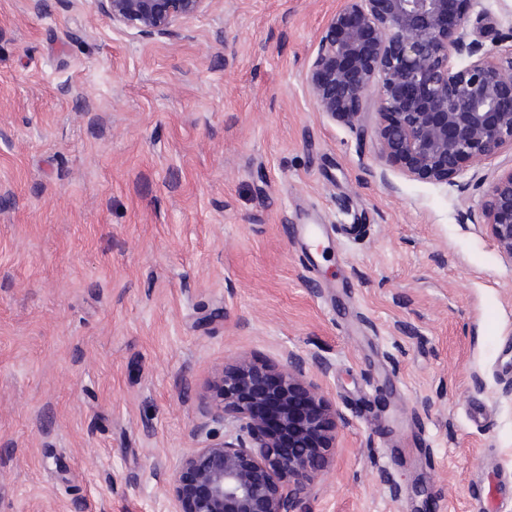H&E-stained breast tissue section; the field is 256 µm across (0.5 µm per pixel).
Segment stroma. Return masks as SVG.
Listing matches in <instances>:
<instances>
[{
    "mask_svg": "<svg viewBox=\"0 0 512 512\" xmlns=\"http://www.w3.org/2000/svg\"><path fill=\"white\" fill-rule=\"evenodd\" d=\"M342 4L210 0L145 35L0 0V512H175L200 386L286 351L330 360L341 417L297 512H468L477 480L512 512V260L481 210L512 150L433 184L381 159L374 113L318 112ZM467 24L512 44V0Z\"/></svg>",
    "mask_w": 512,
    "mask_h": 512,
    "instance_id": "1",
    "label": "stroma"
}]
</instances>
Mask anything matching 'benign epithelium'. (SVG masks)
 I'll return each mask as SVG.
<instances>
[{"label":"benign epithelium","instance_id":"7a95c632","mask_svg":"<svg viewBox=\"0 0 512 512\" xmlns=\"http://www.w3.org/2000/svg\"><path fill=\"white\" fill-rule=\"evenodd\" d=\"M115 26L162 34L209 0H95ZM470 0H343L323 30L306 85L318 111L360 124L376 114L379 153L407 177L448 184L512 149V47L472 38ZM486 226L512 260V171L483 199ZM331 364L289 351L276 365L241 356L197 397L196 430L236 423L185 455L167 483L175 512H295L336 444L330 402L308 380ZM273 405L295 452L256 412Z\"/></svg>","mask_w":512,"mask_h":512}]
</instances>
